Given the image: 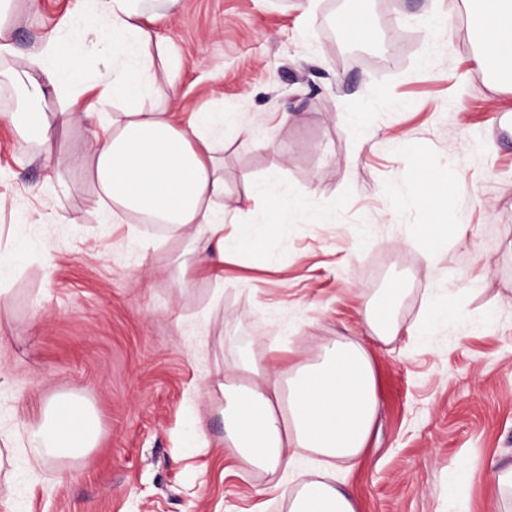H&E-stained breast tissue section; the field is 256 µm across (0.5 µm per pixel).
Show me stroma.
<instances>
[{"label":"stroma","instance_id":"stroma-1","mask_svg":"<svg viewBox=\"0 0 512 512\" xmlns=\"http://www.w3.org/2000/svg\"><path fill=\"white\" fill-rule=\"evenodd\" d=\"M352 7L183 0L155 24L180 61L181 121L226 118V223H264L250 194L272 173L305 209L267 241L270 263L240 254L220 285L182 274L194 254L165 229L133 216L142 239L129 240L92 207L83 172L61 194L35 128L10 116L63 98L0 86V229L36 245L0 304V434H37L52 394L79 396L98 420L82 457L39 466L17 452L0 512H288L297 481L237 462L224 399L204 390L242 348L305 360L343 338L377 373L367 447L338 474L357 512H512V490L494 482L512 467V90L475 71L479 38L459 0H368L358 31L343 25ZM11 36L21 52L87 40L85 81L102 80L109 31L92 0H16ZM421 170L449 184L447 209L468 226L430 253L418 240L446 216L416 205ZM396 281L408 331L383 344L363 311ZM431 290L452 293L458 315L425 330ZM198 414L208 445L190 448Z\"/></svg>","mask_w":512,"mask_h":512}]
</instances>
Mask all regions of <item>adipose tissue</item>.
I'll use <instances>...</instances> for the list:
<instances>
[{"label":"adipose tissue","instance_id":"adipose-tissue-1","mask_svg":"<svg viewBox=\"0 0 512 512\" xmlns=\"http://www.w3.org/2000/svg\"><path fill=\"white\" fill-rule=\"evenodd\" d=\"M105 18L111 50L104 61L97 107L92 112L60 111L38 130L39 155L53 156L58 127L87 123L92 137L83 151L56 162L57 172L84 169L96 188L93 203L113 223L135 211L165 221L171 235L185 240L209 236L210 251L197 255L193 269L221 276L225 262L245 248L262 253L301 201L276 178L257 185L253 195L265 204L260 231L239 225L224 232V115L200 112L188 125H176L179 62L152 31L154 21L176 15L182 0H95ZM470 18L481 36L478 73L512 84V0H468ZM13 0H0V84H21L28 97L44 99L47 89L77 100L86 93L80 62L85 41L67 46L47 41L25 53L8 37ZM402 288L387 289L366 309L370 335L382 343L402 330L394 308ZM211 393L224 398L225 439L249 468L273 473L295 464V450L318 455L324 466L354 463L362 455L378 410L371 356L357 342L338 341L310 361L289 349L271 357L247 354L236 375L216 381ZM96 418L80 398L57 395L43 411L40 438L32 458L43 463L60 456L78 458L92 448ZM288 512H356L351 495L321 479L301 483Z\"/></svg>","mask_w":512,"mask_h":512}]
</instances>
